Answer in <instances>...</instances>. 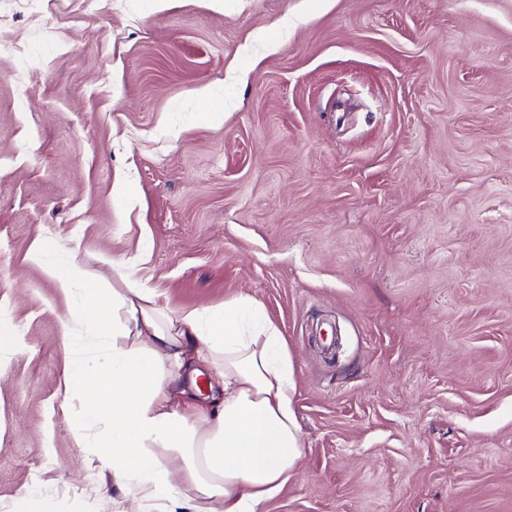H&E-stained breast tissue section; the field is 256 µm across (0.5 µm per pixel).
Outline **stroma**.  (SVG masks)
Masks as SVG:
<instances>
[{
    "mask_svg": "<svg viewBox=\"0 0 512 512\" xmlns=\"http://www.w3.org/2000/svg\"><path fill=\"white\" fill-rule=\"evenodd\" d=\"M43 237L262 304L305 447L263 512H512V0H0V512H115Z\"/></svg>",
    "mask_w": 512,
    "mask_h": 512,
    "instance_id": "1",
    "label": "stroma"
}]
</instances>
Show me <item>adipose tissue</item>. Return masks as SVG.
I'll use <instances>...</instances> for the list:
<instances>
[{
    "mask_svg": "<svg viewBox=\"0 0 512 512\" xmlns=\"http://www.w3.org/2000/svg\"><path fill=\"white\" fill-rule=\"evenodd\" d=\"M29 259L70 303L72 436L97 449L113 490L162 512H261L304 448L292 359L260 303L242 296L173 317L136 260L111 261L122 285L109 292L54 241L38 240ZM204 370L214 384L202 399Z\"/></svg>",
    "mask_w": 512,
    "mask_h": 512,
    "instance_id": "adipose-tissue-1",
    "label": "adipose tissue"
}]
</instances>
